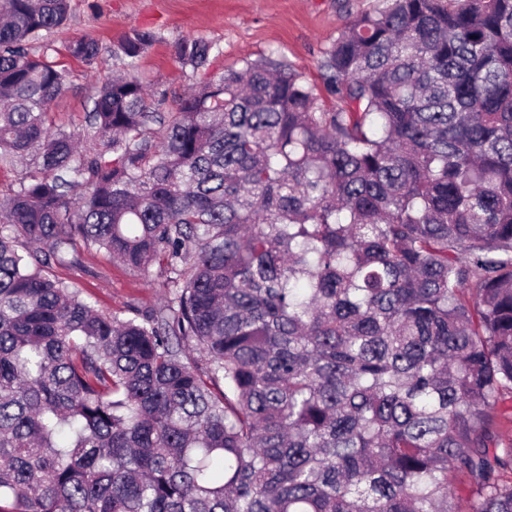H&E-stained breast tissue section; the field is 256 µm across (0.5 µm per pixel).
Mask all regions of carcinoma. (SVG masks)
Wrapping results in <instances>:
<instances>
[{
  "mask_svg": "<svg viewBox=\"0 0 512 512\" xmlns=\"http://www.w3.org/2000/svg\"><path fill=\"white\" fill-rule=\"evenodd\" d=\"M68 2L0 0V512H512V0L357 15L331 106L194 38L161 112L136 31L84 134L29 50ZM83 249L169 300L98 311L48 275Z\"/></svg>",
  "mask_w": 512,
  "mask_h": 512,
  "instance_id": "cac0c4a2",
  "label": "carcinoma"
}]
</instances>
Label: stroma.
Wrapping results in <instances>:
<instances>
[{
  "instance_id": "1",
  "label": "stroma",
  "mask_w": 512,
  "mask_h": 512,
  "mask_svg": "<svg viewBox=\"0 0 512 512\" xmlns=\"http://www.w3.org/2000/svg\"><path fill=\"white\" fill-rule=\"evenodd\" d=\"M380 0H70L62 29L31 45L68 74V89L51 105L56 125L81 130L92 107L97 80L119 68L110 49L137 30H151L159 40L139 60L137 73L152 102L174 110L185 91L196 85L190 68L179 64L173 45L184 38L211 41V70L240 67L243 60L271 54L286 57L313 84H320L323 51L360 13ZM90 35L104 47L93 63L61 53L64 41ZM52 274L76 288L100 310L127 316L129 308L164 304L169 291L159 268L142 277L112 261L105 253L83 252L77 264L53 266Z\"/></svg>"
}]
</instances>
